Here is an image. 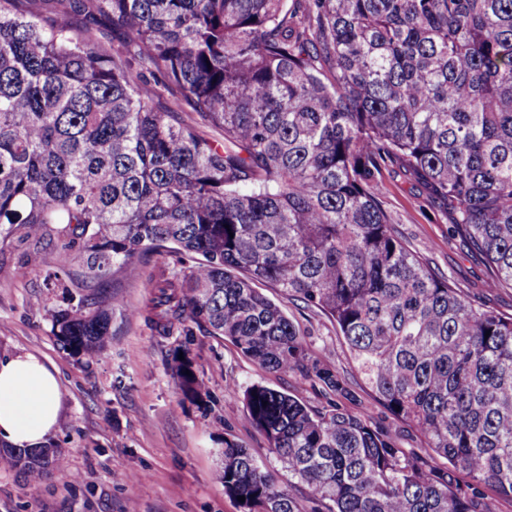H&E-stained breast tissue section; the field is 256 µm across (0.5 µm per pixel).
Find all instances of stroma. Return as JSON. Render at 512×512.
<instances>
[{"label":"stroma","mask_w":512,"mask_h":512,"mask_svg":"<svg viewBox=\"0 0 512 512\" xmlns=\"http://www.w3.org/2000/svg\"><path fill=\"white\" fill-rule=\"evenodd\" d=\"M381 199L401 239L465 295L512 317V288H486L483 257L452 228V215L399 162L380 178ZM175 256L151 253L114 267L112 291L123 302L112 326L117 334L95 361L69 355L51 333L50 314L75 305L79 289L90 287L73 250L47 247L14 228L0 248V357L30 352L52 365L62 388L58 425L51 440L66 460L37 485L15 470L0 469V512H242L216 480L225 440L249 448L281 486L294 480L271 453L265 437L244 420L242 388L259 383L297 395L310 408L331 402L299 377L277 375L243 356L226 339L193 327L191 335H160L134 309L148 298L161 272L176 268ZM60 273L64 285L44 280ZM260 291L299 328L311 355L337 368L354 393L350 412L369 414L391 431L400 447L422 451L424 442L394 418L366 388L333 321L322 311L279 295L263 283ZM185 346L202 379V401L183 396L172 354ZM237 392H228V384Z\"/></svg>","instance_id":"1"}]
</instances>
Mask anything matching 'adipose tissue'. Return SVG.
Wrapping results in <instances>:
<instances>
[{
  "label": "adipose tissue",
  "instance_id": "obj_1",
  "mask_svg": "<svg viewBox=\"0 0 512 512\" xmlns=\"http://www.w3.org/2000/svg\"><path fill=\"white\" fill-rule=\"evenodd\" d=\"M60 382L38 356L0 358V439L18 448L42 445L58 424Z\"/></svg>",
  "mask_w": 512,
  "mask_h": 512
}]
</instances>
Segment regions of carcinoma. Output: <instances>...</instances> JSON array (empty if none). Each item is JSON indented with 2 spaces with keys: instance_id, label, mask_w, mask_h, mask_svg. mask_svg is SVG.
Returning <instances> with one entry per match:
<instances>
[{
  "instance_id": "cac0c4a2",
  "label": "carcinoma",
  "mask_w": 512,
  "mask_h": 512,
  "mask_svg": "<svg viewBox=\"0 0 512 512\" xmlns=\"http://www.w3.org/2000/svg\"><path fill=\"white\" fill-rule=\"evenodd\" d=\"M25 3L0 0V241L17 226L77 249L95 287L52 314L62 347L95 360L119 307L112 268L165 250L193 265L151 285L161 334L203 324L263 369L351 398L252 288L267 282L333 319L431 453L253 384L245 421L302 491L226 441L217 478L243 512H487L481 485L512 500V317L434 273L379 195L400 160L484 256L490 287L512 288V0H51L47 16ZM101 17L124 52L91 36ZM179 354V389L199 400ZM0 466L35 485L65 460L50 442L0 441Z\"/></svg>"
}]
</instances>
